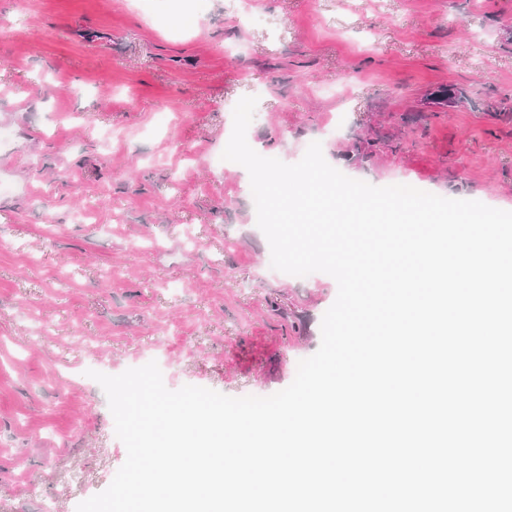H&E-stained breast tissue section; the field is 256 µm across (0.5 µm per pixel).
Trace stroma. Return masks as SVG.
<instances>
[{
    "instance_id": "1",
    "label": "stroma",
    "mask_w": 512,
    "mask_h": 512,
    "mask_svg": "<svg viewBox=\"0 0 512 512\" xmlns=\"http://www.w3.org/2000/svg\"><path fill=\"white\" fill-rule=\"evenodd\" d=\"M200 14L190 29L188 11ZM456 84L512 105V0H0V512H76L127 457L102 387L289 386L337 296L272 269L233 110L284 163L512 211V124L463 105L358 165L378 119Z\"/></svg>"
}]
</instances>
